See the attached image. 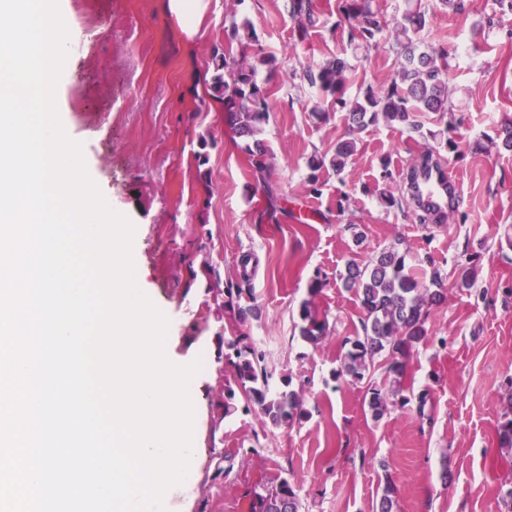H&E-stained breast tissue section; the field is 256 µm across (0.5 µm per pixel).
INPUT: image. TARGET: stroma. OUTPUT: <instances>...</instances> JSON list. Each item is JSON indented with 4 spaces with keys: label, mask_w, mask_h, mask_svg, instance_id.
<instances>
[{
    "label": "stroma",
    "mask_w": 512,
    "mask_h": 512,
    "mask_svg": "<svg viewBox=\"0 0 512 512\" xmlns=\"http://www.w3.org/2000/svg\"><path fill=\"white\" fill-rule=\"evenodd\" d=\"M290 0H209L193 40L179 36L163 0H59L70 38L59 93L60 118L81 142L87 170L111 208L137 228L133 257L154 304L166 315L171 361H200L194 378L197 453L189 489L164 499L167 512H249L255 488L288 481L301 512H373L392 478L397 512H503L512 488V455L497 445L512 400V152L498 134L512 121V11L495 0H372L385 20L420 8L431 15L422 39L448 53L451 103L460 122L458 152L445 155L460 189L456 215L418 224L398 192L424 138L386 124L358 134L343 175L309 163L327 156L348 127L345 110L311 89L304 71L346 53L361 84L387 87L398 68L392 40L366 46L343 22L338 0H316L319 22L299 34ZM249 22L256 48L275 69L262 138L272 180L297 218L269 219L242 142L208 99L201 78L215 50L229 46L224 19ZM209 138L201 146V138ZM316 174L320 192H305ZM362 231L355 241L350 225ZM398 244L417 270L440 269L446 299L432 310L426 337L407 360L405 382L427 396L374 420L369 386L387 388L383 369L355 382L339 373L344 341L362 332L363 311L341 279L348 261L366 262ZM473 263L469 289L456 285ZM242 282L245 326L222 313L205 267ZM322 287L310 294L314 278ZM313 300L326 314L319 344L299 335V309ZM246 330L265 355L271 387L290 388L303 414L273 426L236 397L224 415L235 370L228 341Z\"/></svg>",
    "instance_id": "1"
}]
</instances>
